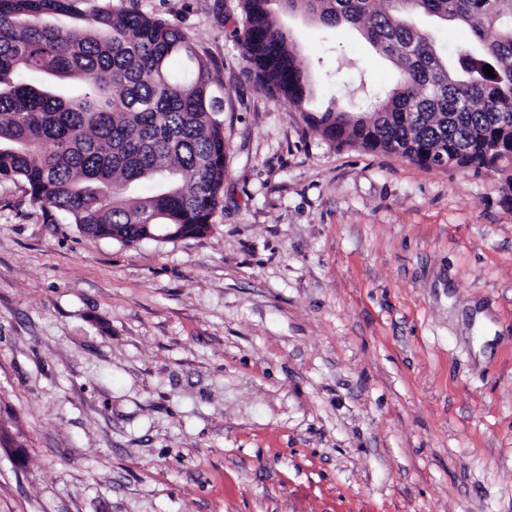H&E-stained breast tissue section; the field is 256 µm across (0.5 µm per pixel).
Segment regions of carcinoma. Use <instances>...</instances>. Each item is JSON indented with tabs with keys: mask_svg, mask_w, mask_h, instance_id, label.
I'll use <instances>...</instances> for the list:
<instances>
[{
	"mask_svg": "<svg viewBox=\"0 0 512 512\" xmlns=\"http://www.w3.org/2000/svg\"><path fill=\"white\" fill-rule=\"evenodd\" d=\"M120 2L0 0V179L22 181L47 217L58 212L94 238L202 236L224 196L223 97L185 32L136 0ZM241 2L246 71L297 109L309 78L277 8L352 26L393 63L395 83L366 97L361 113L303 111L323 138L474 175L492 170L512 200V0ZM423 16L471 37L444 55L418 25ZM175 58L190 75L170 69ZM144 181L154 191L140 197L134 188Z\"/></svg>",
	"mask_w": 512,
	"mask_h": 512,
	"instance_id": "obj_1",
	"label": "carcinoma"
}]
</instances>
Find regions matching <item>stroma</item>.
<instances>
[{
	"label": "stroma",
	"mask_w": 512,
	"mask_h": 512,
	"mask_svg": "<svg viewBox=\"0 0 512 512\" xmlns=\"http://www.w3.org/2000/svg\"><path fill=\"white\" fill-rule=\"evenodd\" d=\"M138 5L223 87L224 199L126 246L0 180V512H512L500 175L323 139L247 76L241 0ZM280 20L308 109L391 86L352 27Z\"/></svg>",
	"instance_id": "1"
}]
</instances>
